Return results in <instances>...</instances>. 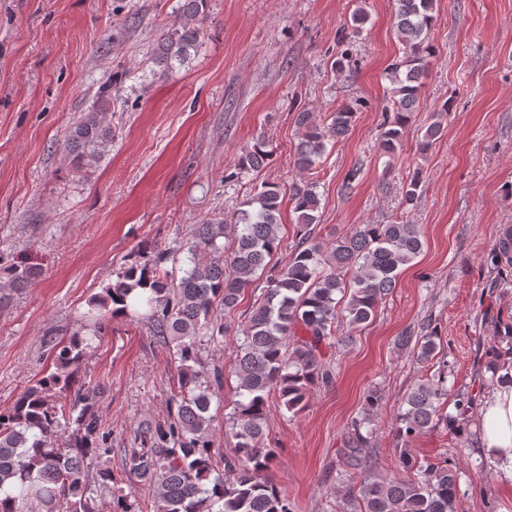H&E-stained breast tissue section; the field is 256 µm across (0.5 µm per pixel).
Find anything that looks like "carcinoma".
Instances as JSON below:
<instances>
[{"mask_svg":"<svg viewBox=\"0 0 512 512\" xmlns=\"http://www.w3.org/2000/svg\"><path fill=\"white\" fill-rule=\"evenodd\" d=\"M207 0H183L180 28L161 35L154 66L168 71L184 66L201 46ZM434 0H397L395 34L403 56L387 72L390 109L380 136L383 153L402 146L405 128L416 112L423 79L435 55ZM453 97L431 115L418 142L426 153L441 136ZM110 100L101 97L70 128L64 151L70 165L87 173L104 157L112 130L102 114ZM356 107L345 105L320 123L315 112L296 116L300 138L295 165L307 177L291 184L297 238L279 268L270 262L281 251L282 190L263 183L240 203L231 219L205 220L191 229L187 268L174 281L164 264L166 252L136 262L116 274L93 301L94 309L127 314L147 308L153 334L175 345L178 390L169 397L168 418L140 427L134 447L124 449L123 470L154 489V512H293L288 496L268 473L278 449L265 444L270 433L269 399L276 397L294 415L308 406L311 393L333 383L323 349L336 341L338 324L367 323L393 290L399 271L420 255L424 234L418 224H362L339 235L330 246L316 240L320 208L312 178L326 145L345 137ZM270 152L257 142L244 149L224 181L268 164ZM423 182L413 176L403 188L410 207L421 197ZM492 264L512 266V225L504 227L489 251ZM260 273L266 288L253 301L237 346L234 375L237 400L227 435L233 448L219 454L208 429L213 395L224 387V375L201 366L202 343L224 337V322L241 294ZM39 274L25 261L0 257L4 287L26 288ZM498 344L487 351L485 369L491 386L512 384V318L498 320ZM442 336L432 323L409 327L395 337L399 350H411L417 364L428 367L438 355ZM92 348V338L75 333L51 346L55 370L27 388L9 410L0 411V512H137L139 506L114 489L112 470L100 460L111 452L95 407L96 385L77 383L71 367ZM447 379L431 376L410 389L392 423L400 445V474L379 478L380 461L368 451L372 416L380 398L364 400L351 420L342 448L339 478L356 490L351 512H457L458 469L451 461L432 462L410 452V443L439 423L464 434L459 415L472 397L456 394L457 414L444 412Z\"/></svg>","mask_w":512,"mask_h":512,"instance_id":"obj_1","label":"carcinoma"}]
</instances>
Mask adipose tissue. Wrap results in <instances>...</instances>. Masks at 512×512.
Listing matches in <instances>:
<instances>
[{
  "instance_id": "adipose-tissue-1",
  "label": "adipose tissue",
  "mask_w": 512,
  "mask_h": 512,
  "mask_svg": "<svg viewBox=\"0 0 512 512\" xmlns=\"http://www.w3.org/2000/svg\"><path fill=\"white\" fill-rule=\"evenodd\" d=\"M478 424L481 448L512 478V386H496L486 395Z\"/></svg>"
}]
</instances>
